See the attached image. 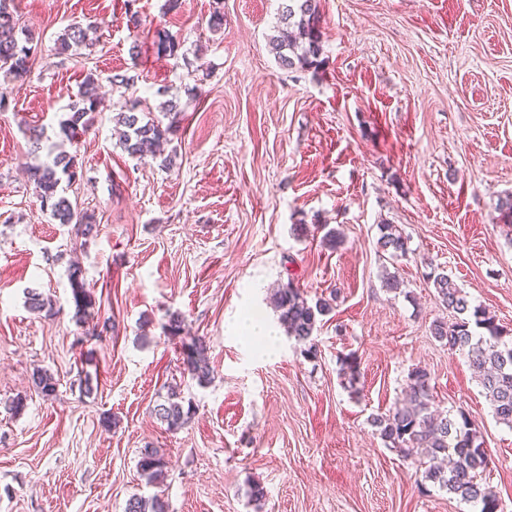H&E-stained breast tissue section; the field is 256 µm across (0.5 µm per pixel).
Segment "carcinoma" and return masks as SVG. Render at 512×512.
Here are the masks:
<instances>
[{
    "label": "carcinoma",
    "instance_id": "cac0c4a2",
    "mask_svg": "<svg viewBox=\"0 0 512 512\" xmlns=\"http://www.w3.org/2000/svg\"><path fill=\"white\" fill-rule=\"evenodd\" d=\"M15 0H0V76L5 79L24 80L31 76L34 63L33 37L19 26L14 10ZM279 23L290 29L288 35L270 38L271 51L280 66L285 69L313 68L323 64L320 0H285ZM91 26L71 24L62 35L60 48L85 42ZM101 77L88 72L81 82L75 100L67 105V117L60 120L62 134L70 141L86 132L85 116L105 108L98 88ZM143 100L131 97L124 109L114 116L117 125L123 127L119 145L129 156L143 159L161 155V145L175 131L180 121L178 102L168 99L160 103V111L168 124L155 120L140 111ZM77 171L73 157L60 154L52 163L36 165L30 169L35 194L42 208L51 212L61 224H72L76 232L89 236L98 232L93 215L78 208V204L65 196L62 181L73 184ZM378 247L390 257L407 254V237L395 224L379 226ZM428 278L444 308L455 313L451 322L433 324L435 339L450 350L467 355L470 365L482 376L494 414L502 423L512 427V337H506L496 317L486 308L474 305L462 288L447 274L431 270ZM69 281L77 314H87L92 299L82 278V271L74 267L69 271ZM275 306L286 327L287 334L304 346L302 354L310 358L317 354L315 332L319 317L331 310L325 298L310 302L304 292L293 282L280 284L274 289ZM27 303L35 313L52 310L50 301L42 293L27 291ZM209 343L203 336H191L181 341L180 356L182 374L203 385L211 380ZM36 392L45 397L55 393L54 378L42 369L32 374ZM432 400L430 374L416 367L408 376L406 400L385 414L371 418L380 438L389 448L406 455H421L431 460L444 456L449 459L448 468L431 465L422 473L421 483L430 482L478 507V512H499L496 495L481 482L482 473L489 464L486 450L477 430L471 427L463 411L456 416L439 417L429 411ZM155 416L177 430L190 422L194 415L191 401L181 396L178 387L168 389L163 402L154 408ZM166 462L157 453L147 451L138 463L141 474L150 483L160 480ZM125 512H167L166 502L158 497L133 496Z\"/></svg>",
    "mask_w": 512,
    "mask_h": 512
}]
</instances>
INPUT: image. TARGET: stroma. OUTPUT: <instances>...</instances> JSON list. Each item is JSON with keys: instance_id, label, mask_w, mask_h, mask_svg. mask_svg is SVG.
I'll list each match as a JSON object with an SVG mask.
<instances>
[{"instance_id": "obj_1", "label": "stroma", "mask_w": 512, "mask_h": 512, "mask_svg": "<svg viewBox=\"0 0 512 512\" xmlns=\"http://www.w3.org/2000/svg\"><path fill=\"white\" fill-rule=\"evenodd\" d=\"M18 4L37 52L30 80L0 78V512H125L135 494L168 512H475L421 490L417 463L370 424L416 367L430 374L432 408L464 410L480 432L482 483L512 512V427L465 354L434 338L447 312L427 278L444 269L512 331V216L499 209L512 195V0H321L316 71L282 68L270 49L281 0ZM75 22L97 28L61 50ZM163 33L189 67L158 53ZM90 71L138 75L157 120L168 88L183 110L171 168L119 147L124 99L107 84L88 132L63 137ZM29 125L44 130L35 153ZM62 152L79 174L66 195L93 213L96 235H76L33 193L27 167ZM382 223L403 229L406 256L379 249ZM331 228L344 238L335 250L321 242ZM73 264L95 301L81 323ZM389 272L399 289L385 287ZM287 279L308 300L334 299L311 359L283 331L277 353L260 355L242 329L253 311L278 324L271 295ZM30 288L51 313L28 309ZM174 311L185 336L210 340L208 384L181 373L162 330ZM346 355L359 368L352 388L339 375ZM38 368L53 396L34 391ZM175 384L195 414L171 431L154 407ZM18 397L25 408L10 413ZM148 450L167 463L155 483L137 466Z\"/></svg>"}]
</instances>
